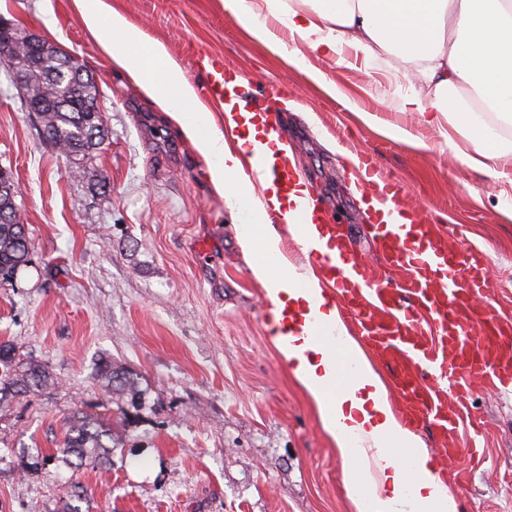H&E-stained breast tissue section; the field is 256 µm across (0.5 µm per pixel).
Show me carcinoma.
<instances>
[{"label": "carcinoma", "instance_id": "obj_1", "mask_svg": "<svg viewBox=\"0 0 512 512\" xmlns=\"http://www.w3.org/2000/svg\"><path fill=\"white\" fill-rule=\"evenodd\" d=\"M65 53L54 47L38 56L30 71L31 95L25 100L28 110L36 106L43 110L47 130L46 142L59 154L80 160L93 156L104 141V135L94 138L88 113L82 107L97 101L96 84H80L65 71L60 61ZM31 241L25 225L0 222V280H8L30 261ZM100 377L113 392L135 387V380L122 366L106 362L100 367ZM52 382L51 373L42 365L19 357L14 346L0 343V391L7 388L16 395L40 391ZM116 447L112 426L93 414L77 416L68 421L63 448L59 452L73 457V467L94 464L112 455Z\"/></svg>", "mask_w": 512, "mask_h": 512}]
</instances>
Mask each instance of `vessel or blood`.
I'll list each match as a JSON object with an SVG mask.
<instances>
[{"instance_id": "obj_1", "label": "vessel or blood", "mask_w": 512, "mask_h": 512, "mask_svg": "<svg viewBox=\"0 0 512 512\" xmlns=\"http://www.w3.org/2000/svg\"><path fill=\"white\" fill-rule=\"evenodd\" d=\"M201 92L227 105L237 86L224 74L223 62L209 60ZM274 172L284 188L299 177L289 163L268 169L256 157L247 171L252 182ZM358 183L368 206V226L385 263L408 275L404 285L372 276L351 245L321 214L300 209L299 224H314L307 235L308 256L321 269L328 296L340 300L367 346L394 373V389L406 425L429 424L438 445V467L446 469L465 453L477 454L473 435L479 424L470 417V381L479 377L495 388L512 386V319L494 313L486 297L491 288L484 252L474 246L452 249L445 231L402 210L397 185L378 179L367 158H360ZM432 320L435 338L421 323ZM294 333L316 340L330 335L317 317H289Z\"/></svg>"}]
</instances>
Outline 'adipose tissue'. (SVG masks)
I'll use <instances>...</instances> for the list:
<instances>
[{
  "label": "adipose tissue",
  "mask_w": 512,
  "mask_h": 512,
  "mask_svg": "<svg viewBox=\"0 0 512 512\" xmlns=\"http://www.w3.org/2000/svg\"><path fill=\"white\" fill-rule=\"evenodd\" d=\"M87 30L113 63L141 83L156 104L205 156L210 180L229 205L246 210L251 227L245 252L260 251L251 266L271 303L270 339L318 406L322 425L345 460L344 484L358 512H460L447 483L432 472L429 453L400 422L388 387L360 342L344 326L337 305L324 304L322 322L336 342L300 341L285 324L288 312L311 308L323 295L315 272L298 273L281 250L273 223H289L300 200L269 180L254 187L245 175L250 153L265 149V127L246 110L225 112L223 124L196 104L194 88L158 43L104 0H74ZM243 18L251 37L286 57L308 78L307 52L366 63L389 56L400 67L406 95L392 98L399 112L427 115L437 129L463 134L469 150L454 155L488 176L512 165V145L497 127H512V0H224ZM287 30L288 39L277 36Z\"/></svg>",
  "instance_id": "1"
}]
</instances>
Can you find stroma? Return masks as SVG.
<instances>
[{
    "label": "stroma",
    "instance_id": "stroma-1",
    "mask_svg": "<svg viewBox=\"0 0 512 512\" xmlns=\"http://www.w3.org/2000/svg\"><path fill=\"white\" fill-rule=\"evenodd\" d=\"M106 3L164 45L194 89L206 81L203 53L223 61L248 102L280 87L279 134L376 274L388 269L345 168L359 154L400 186L404 208L448 231L449 246L482 249L487 301L512 317V197L501 194L512 166L477 174L419 113L394 111L385 93L395 60L367 69L308 54L332 96L253 41L222 0ZM0 17L92 73L108 130L73 171L0 69V167L13 172L32 243L31 264L0 281V342L54 378L0 403V512H357L315 403L269 340L265 292L239 244L247 216L215 191L203 154L112 64L73 0H0ZM390 125L413 142L386 136ZM106 361L136 374L139 392H109L98 375ZM468 410L484 453L459 463L463 512H512V389L473 381ZM77 412L104 416L119 439L110 458L79 470L59 452Z\"/></svg>",
    "mask_w": 512,
    "mask_h": 512
}]
</instances>
